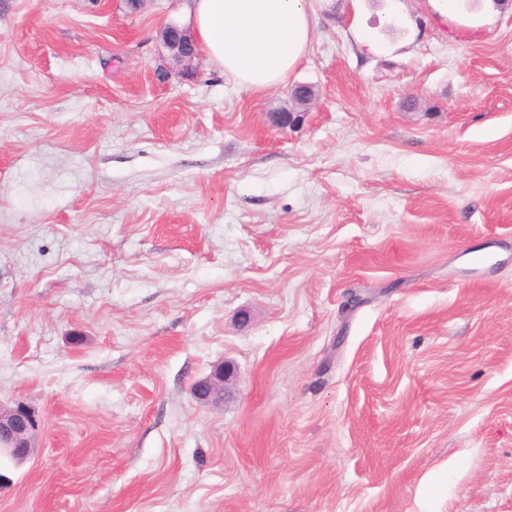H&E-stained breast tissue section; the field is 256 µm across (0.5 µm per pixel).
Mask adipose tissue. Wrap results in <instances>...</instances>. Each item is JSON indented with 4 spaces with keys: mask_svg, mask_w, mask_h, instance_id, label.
Segmentation results:
<instances>
[{
    "mask_svg": "<svg viewBox=\"0 0 512 512\" xmlns=\"http://www.w3.org/2000/svg\"><path fill=\"white\" fill-rule=\"evenodd\" d=\"M200 52L225 76L251 90L283 83L312 38L308 0H192Z\"/></svg>",
    "mask_w": 512,
    "mask_h": 512,
    "instance_id": "ef3b65f1",
    "label": "adipose tissue"
}]
</instances>
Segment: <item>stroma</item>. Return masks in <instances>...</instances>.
<instances>
[{
  "label": "stroma",
  "mask_w": 512,
  "mask_h": 512,
  "mask_svg": "<svg viewBox=\"0 0 512 512\" xmlns=\"http://www.w3.org/2000/svg\"><path fill=\"white\" fill-rule=\"evenodd\" d=\"M189 4L0 0V512H512V0H311L261 92L157 76ZM291 95L295 104L294 108L271 113L270 118L273 126L286 129L299 125L304 120L307 114L306 110L315 97L312 86L306 84L296 86ZM237 377V370L232 363H220L213 373L204 380L197 381L193 386V395L205 403L217 404L222 402L227 385ZM41 420L27 404L0 408V453L15 461H25L35 455Z\"/></svg>",
  "instance_id": "35a3bbf8"
}]
</instances>
